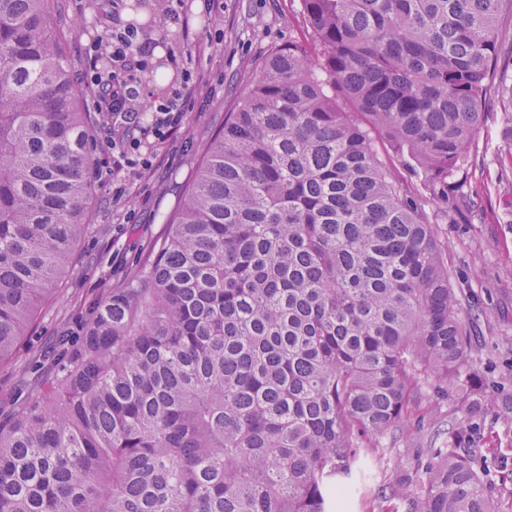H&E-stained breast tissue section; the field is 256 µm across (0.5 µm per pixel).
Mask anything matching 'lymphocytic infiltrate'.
<instances>
[{"label": "lymphocytic infiltrate", "instance_id": "f902f5d3", "mask_svg": "<svg viewBox=\"0 0 512 512\" xmlns=\"http://www.w3.org/2000/svg\"><path fill=\"white\" fill-rule=\"evenodd\" d=\"M107 41L111 72L100 68L99 43L94 40L86 47L81 80L92 91L89 109L98 112L105 108L112 114V136L100 146L95 176L111 179L112 200L118 203L126 196V173L146 171L153 165L154 154L147 149L146 138L165 141L184 130L194 67L191 58L182 59L181 86L154 99L136 79L137 72L150 64L152 42L131 26L113 28Z\"/></svg>", "mask_w": 512, "mask_h": 512}]
</instances>
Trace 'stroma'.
I'll return each mask as SVG.
<instances>
[{"label":"stroma","instance_id":"obj_1","mask_svg":"<svg viewBox=\"0 0 512 512\" xmlns=\"http://www.w3.org/2000/svg\"><path fill=\"white\" fill-rule=\"evenodd\" d=\"M63 64L71 75L85 67L84 45L102 36L109 14L131 23V0H58ZM141 14L144 32L157 45L150 67L140 74L145 88L163 97L182 83L177 59L192 56L197 78L194 107L186 115L191 146L152 142L153 167L126 178V205L112 201L111 181L95 182L85 207L88 232L72 255L74 271L62 277L42 304L36 323L14 356L0 364V410L27 395L31 363L40 349L60 337H76L99 300L102 288L124 287L140 258L167 231L166 220L193 181L202 146L223 125L247 93L260 61L299 36L296 0H220L217 10L205 0H147ZM499 69L503 82L487 97L485 122L465 161L468 182L448 203L447 223L436 232L448 250V278L460 299L469 332L470 369L486 381L497 407L477 421L473 435L489 440L497 470L512 472V18L500 22ZM133 206V223L123 221ZM435 415L411 419L381 440L370 468L374 489L352 497L351 512H382L376 489L402 476L418 483L430 449L444 447L466 417L462 396L437 398Z\"/></svg>","mask_w":512,"mask_h":512}]
</instances>
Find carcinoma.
I'll return each mask as SVG.
<instances>
[{
    "mask_svg": "<svg viewBox=\"0 0 512 512\" xmlns=\"http://www.w3.org/2000/svg\"><path fill=\"white\" fill-rule=\"evenodd\" d=\"M48 0H0V364L87 232L90 119ZM508 0H299L168 232L0 424V512H340L427 405L467 422L408 512H498L493 406L434 231L485 121ZM418 173L437 211L398 173Z\"/></svg>",
    "mask_w": 512,
    "mask_h": 512,
    "instance_id": "1",
    "label": "carcinoma"
}]
</instances>
